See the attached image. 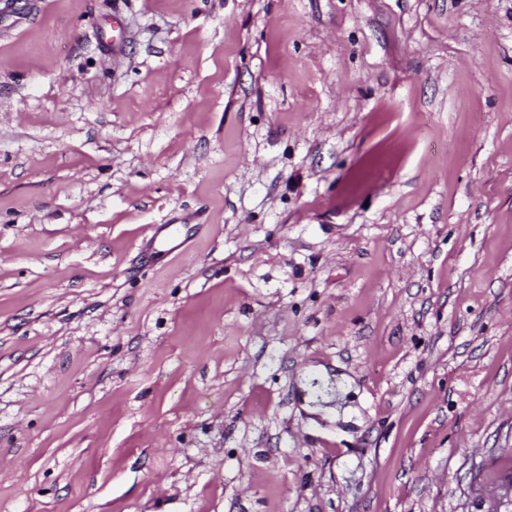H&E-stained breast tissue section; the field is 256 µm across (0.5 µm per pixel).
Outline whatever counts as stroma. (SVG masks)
I'll return each mask as SVG.
<instances>
[{"instance_id":"1","label":"stroma","mask_w":512,"mask_h":512,"mask_svg":"<svg viewBox=\"0 0 512 512\" xmlns=\"http://www.w3.org/2000/svg\"><path fill=\"white\" fill-rule=\"evenodd\" d=\"M0 512H512V0H0Z\"/></svg>"}]
</instances>
